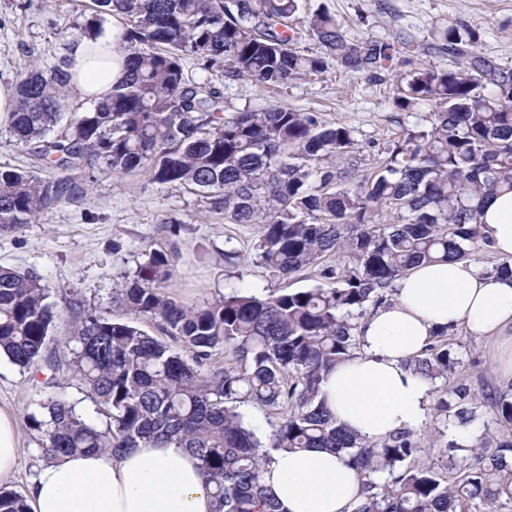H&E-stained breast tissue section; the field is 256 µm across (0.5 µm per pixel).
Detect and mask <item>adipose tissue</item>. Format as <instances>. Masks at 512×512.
Listing matches in <instances>:
<instances>
[{
    "mask_svg": "<svg viewBox=\"0 0 512 512\" xmlns=\"http://www.w3.org/2000/svg\"><path fill=\"white\" fill-rule=\"evenodd\" d=\"M121 25L71 43L70 87L97 103L121 77ZM480 221L489 249L512 257V192L489 197ZM391 306L366 318L357 358L333 369L321 395L337 421L369 441L413 429L424 419L430 383L406 361L434 331L455 325L478 338L512 327V275L477 262L422 263L394 283ZM262 480L280 512H352L355 470L339 454L299 448L275 453ZM28 512H213L198 459L186 449L152 441L113 454L77 453L43 464L27 498Z\"/></svg>",
    "mask_w": 512,
    "mask_h": 512,
    "instance_id": "obj_1",
    "label": "adipose tissue"
}]
</instances>
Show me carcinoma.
Here are the masks:
<instances>
[{
    "label": "carcinoma",
    "mask_w": 512,
    "mask_h": 512,
    "mask_svg": "<svg viewBox=\"0 0 512 512\" xmlns=\"http://www.w3.org/2000/svg\"><path fill=\"white\" fill-rule=\"evenodd\" d=\"M92 3L120 16L125 73L106 101L56 134L64 114L78 112L68 75L60 65L26 67L9 127L36 162L30 171L0 165V234L85 198L97 172L146 173L202 193L207 212L226 224L258 225L253 249L267 269L286 277L313 268L321 284L263 297L236 289L197 307L167 292L178 254L151 248L112 288V308L123 315L69 299L73 328L49 368L67 370L102 422L67 401L39 403L29 415L38 458L173 443L199 459L215 512H278L261 483L273 452L328 448L357 472L354 512H512V440L492 450L451 442L444 464L425 465L419 458L430 449L414 431L364 441L321 399L327 373L361 353L360 319L391 301L395 280L487 242L482 199L512 192V69L482 57L478 33L460 21L431 31L426 53L454 60L440 67L413 59L399 40L353 42L327 11L304 19L323 49L310 51L288 33L298 0ZM188 59L263 88L317 76L333 60L352 73L392 76L397 109L430 112L386 142L359 179L354 127L271 104L227 115L221 89L186 74ZM335 254L349 263H328ZM47 298L38 277L0 267V354L21 368L43 357L53 321ZM220 349L224 365L209 366ZM461 363L442 329L408 366L435 385V410L465 424L474 418L467 386L436 385ZM248 403L276 419L264 441L239 411ZM495 420L512 427L511 389L499 395ZM0 512H26L24 497L0 491Z\"/></svg>",
    "instance_id": "obj_1"
}]
</instances>
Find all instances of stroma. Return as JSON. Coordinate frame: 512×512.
<instances>
[{"label": "stroma", "instance_id": "1", "mask_svg": "<svg viewBox=\"0 0 512 512\" xmlns=\"http://www.w3.org/2000/svg\"><path fill=\"white\" fill-rule=\"evenodd\" d=\"M301 4L306 13L328 10L353 41L397 37L418 47L427 43L436 22L459 20L479 33L482 56L512 69V0H301ZM94 20L91 0H0V79L18 82L29 61L45 70L52 68L66 44L82 37L85 26ZM184 67L192 77H211L224 92L227 112L277 104L354 127L363 147L359 166L364 175L373 170L377 146L416 121L415 115L393 105L392 80L376 82L334 64L322 75L276 89L260 88L245 78L229 82L223 74H205L190 60ZM204 208L203 198L193 191L158 184L145 174L122 179L101 174L82 201L59 205L40 223L0 234V265L38 276L49 289L54 321L46 356H53L58 338L69 333V294H78L104 315H112L113 287L134 274L151 245L163 237L175 244L180 255L172 294L182 301L201 306L235 288L261 293L316 286L313 272L282 277L256 263L257 225L228 224L219 215L199 220ZM166 218L179 222L176 234L161 235L160 223ZM230 248L240 254L233 267L224 262V252ZM454 334L463 360L459 381L480 396L502 391L507 379L501 372L500 339L477 338L461 328ZM50 398L74 403L86 415L94 413L86 392L65 372L48 370L44 361L23 369L0 358V409L15 416L19 448L17 470L0 481L1 490L28 494L41 466L38 433L31 429L28 416L37 403ZM417 433L424 445L438 447L451 440L470 446L508 437L496 425L487 402L465 427L428 410Z\"/></svg>", "mask_w": 512, "mask_h": 512}]
</instances>
